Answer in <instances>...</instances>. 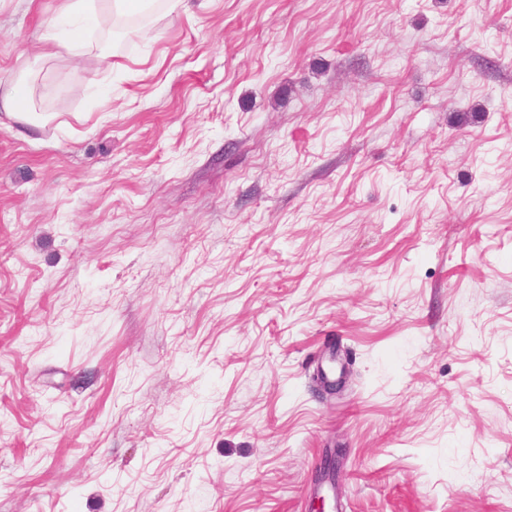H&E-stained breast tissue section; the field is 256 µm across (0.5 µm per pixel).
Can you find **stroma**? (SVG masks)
Returning a JSON list of instances; mask_svg holds the SVG:
<instances>
[{
  "instance_id": "stroma-1",
  "label": "stroma",
  "mask_w": 512,
  "mask_h": 512,
  "mask_svg": "<svg viewBox=\"0 0 512 512\" xmlns=\"http://www.w3.org/2000/svg\"><path fill=\"white\" fill-rule=\"evenodd\" d=\"M69 2L0 0V512H512V0Z\"/></svg>"
}]
</instances>
